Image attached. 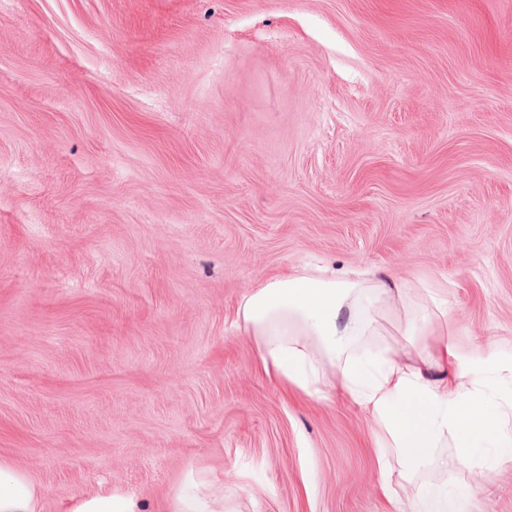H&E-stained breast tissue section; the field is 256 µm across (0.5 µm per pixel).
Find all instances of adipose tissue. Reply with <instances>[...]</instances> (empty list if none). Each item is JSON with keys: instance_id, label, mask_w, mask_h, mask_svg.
I'll return each mask as SVG.
<instances>
[{"instance_id": "obj_1", "label": "adipose tissue", "mask_w": 512, "mask_h": 512, "mask_svg": "<svg viewBox=\"0 0 512 512\" xmlns=\"http://www.w3.org/2000/svg\"><path fill=\"white\" fill-rule=\"evenodd\" d=\"M403 305L402 345L356 348L377 329L379 313ZM442 302L414 308L401 285L380 270L336 273L316 263L256 282L242 296L239 329L252 336L264 372L306 395L332 392L371 411L382 447L408 471L432 470L430 486L401 512H470L465 496L448 487V473L491 468L512 454V395L492 396L495 385L512 386V360L466 353L434 335L428 323ZM451 455H442V447ZM43 495L28 474L0 460V512H42ZM58 512H148L134 492L97 490L68 498ZM162 512H224V492L192 479L165 501Z\"/></svg>"}]
</instances>
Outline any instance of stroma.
I'll list each match as a JSON object with an SVG mask.
<instances>
[{
    "mask_svg": "<svg viewBox=\"0 0 512 512\" xmlns=\"http://www.w3.org/2000/svg\"><path fill=\"white\" fill-rule=\"evenodd\" d=\"M317 258L512 358V0H0V458L43 512H389L369 412L236 325ZM448 481L512 512V458ZM157 512H224V488H215L207 479H190ZM56 512H151L135 492L97 490L72 496Z\"/></svg>",
    "mask_w": 512,
    "mask_h": 512,
    "instance_id": "35a3bbf8",
    "label": "stroma"
}]
</instances>
